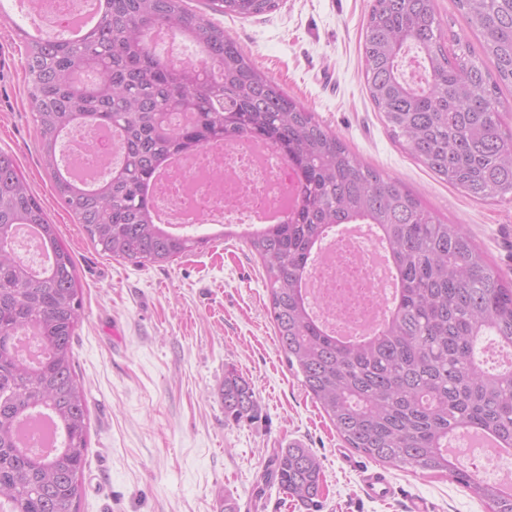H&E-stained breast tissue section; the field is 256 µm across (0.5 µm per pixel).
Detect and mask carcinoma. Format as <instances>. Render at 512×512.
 <instances>
[{"instance_id": "cac0c4a2", "label": "carcinoma", "mask_w": 512, "mask_h": 512, "mask_svg": "<svg viewBox=\"0 0 512 512\" xmlns=\"http://www.w3.org/2000/svg\"><path fill=\"white\" fill-rule=\"evenodd\" d=\"M83 42L32 41L24 29L28 97L43 169L89 241L136 265L172 263L214 237L173 233L154 218L147 188L171 155L205 144H273L297 175L288 219L241 235L263 269L267 313L288 366L337 435L374 462L451 475L488 512H512V495L477 483L448 458V439L479 429L512 448V365L489 369L490 336L512 343V279L490 266L460 224L442 222L399 181L366 165L315 113L259 71L208 13L269 14L281 0H108ZM434 0H372L363 25V75L391 135L439 179L482 202L512 203V128L500 85L512 86V0H456L481 37L445 32ZM165 27L209 59L170 66L148 46ZM78 124L119 132L122 161L87 188L61 171L59 146ZM341 224H369L387 248L397 281L377 332L347 342L316 319L303 285L316 247ZM32 226L49 264L15 255L16 227ZM75 261L41 202L0 150V512H78L84 494L89 415L74 366L82 319ZM28 331L31 361L15 336ZM224 417L253 419L249 380L224 371ZM52 417L60 447L21 446L19 424ZM306 508L323 490L320 458L302 444L281 448L263 475Z\"/></svg>"}]
</instances>
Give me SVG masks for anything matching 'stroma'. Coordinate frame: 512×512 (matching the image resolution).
<instances>
[{
	"label": "stroma",
	"mask_w": 512,
	"mask_h": 512,
	"mask_svg": "<svg viewBox=\"0 0 512 512\" xmlns=\"http://www.w3.org/2000/svg\"><path fill=\"white\" fill-rule=\"evenodd\" d=\"M371 0H282L250 18L216 16L255 66L314 112L364 162L398 180L441 220L464 225L501 272L512 275V203H477L418 164L396 142L367 93L361 65ZM0 16V150L16 159L63 242L82 290L74 344L89 411L79 512H306L262 481L275 450L295 440L322 461L319 512H487L447 476L392 467L394 497L360 483L368 460L347 448L288 366L266 305L260 261L236 238L170 264L136 266L96 250L61 204L40 159L15 31ZM249 380L260 412L225 418V367Z\"/></svg>",
	"instance_id": "obj_1"
}]
</instances>
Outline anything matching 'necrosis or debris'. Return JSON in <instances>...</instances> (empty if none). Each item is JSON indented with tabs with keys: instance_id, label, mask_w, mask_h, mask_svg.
Here are the masks:
<instances>
[{
	"instance_id": "4bbe7bcc",
	"label": "necrosis or debris",
	"mask_w": 512,
	"mask_h": 512,
	"mask_svg": "<svg viewBox=\"0 0 512 512\" xmlns=\"http://www.w3.org/2000/svg\"><path fill=\"white\" fill-rule=\"evenodd\" d=\"M27 16L48 31L62 29L85 11L87 0H30ZM95 151H88V144ZM68 160L97 168L102 156L115 155L109 138L94 126L76 127L67 141ZM295 173L280 153L259 155L254 142L212 145L192 154L177 175L157 178L156 208L175 231L184 230V211L201 224L232 219L242 231L258 230L270 212L295 203ZM379 250L369 233L354 229L335 239L308 277L317 318L336 335H371L380 324L383 299L391 284L375 263Z\"/></svg>"
}]
</instances>
